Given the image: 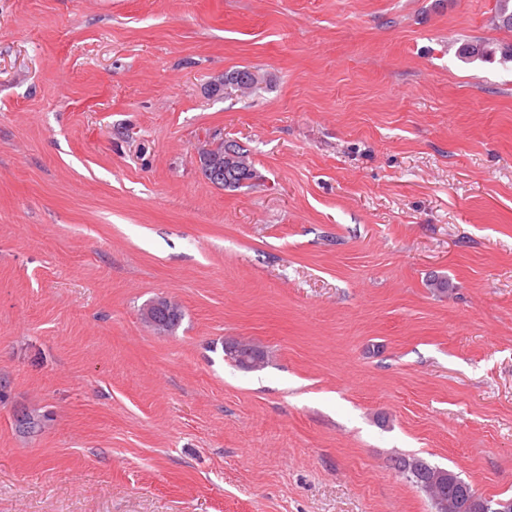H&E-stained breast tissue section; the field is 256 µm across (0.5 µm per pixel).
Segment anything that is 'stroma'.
<instances>
[{"label":"stroma","instance_id":"obj_1","mask_svg":"<svg viewBox=\"0 0 512 512\" xmlns=\"http://www.w3.org/2000/svg\"><path fill=\"white\" fill-rule=\"evenodd\" d=\"M494 8L0 0V512H435L412 455L512 498ZM214 135L259 181L203 179ZM232 76L229 84L225 86L226 80L229 81V77ZM235 81V83H234ZM265 81L264 76L259 73L258 70H253L249 67L237 68L224 73V83L220 85V88H215L214 92L216 95L228 94L229 89L230 93L232 91L240 92V93H252L256 89L259 88ZM224 87H226V91H224Z\"/></svg>","mask_w":512,"mask_h":512}]
</instances>
